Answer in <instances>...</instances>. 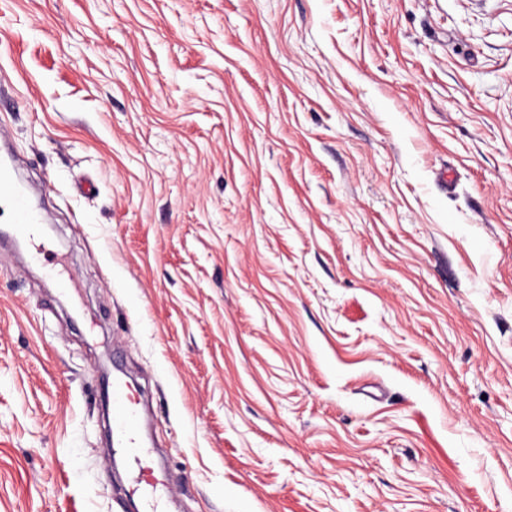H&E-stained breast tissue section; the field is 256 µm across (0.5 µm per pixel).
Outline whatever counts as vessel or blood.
<instances>
[{"mask_svg":"<svg viewBox=\"0 0 512 512\" xmlns=\"http://www.w3.org/2000/svg\"><path fill=\"white\" fill-rule=\"evenodd\" d=\"M9 202L13 220L30 242H38L39 215L29 204L22 181L14 169L0 166V203ZM112 427L117 447L132 463V491L142 501L145 512H161L159 505L167 494L166 485L156 483L152 459L139 441L137 404L121 381L112 384Z\"/></svg>","mask_w":512,"mask_h":512,"instance_id":"b4317fda","label":"vessel or blood"}]
</instances>
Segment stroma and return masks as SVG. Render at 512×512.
I'll list each match as a JSON object with an SVG mask.
<instances>
[{"label":"stroma","instance_id":"35a3bbf8","mask_svg":"<svg viewBox=\"0 0 512 512\" xmlns=\"http://www.w3.org/2000/svg\"><path fill=\"white\" fill-rule=\"evenodd\" d=\"M0 512H512V0H0ZM5 201L12 206L14 223L18 224L19 230L33 244L38 254L40 245L37 242L39 240L38 228L41 224L40 217L30 206L25 187L14 169L1 165L0 203ZM112 427L117 447L132 463V491L142 501L144 512H164L159 505L168 489L155 482L153 461L139 441L137 404L118 380L112 383Z\"/></svg>","mask_w":512,"mask_h":512}]
</instances>
